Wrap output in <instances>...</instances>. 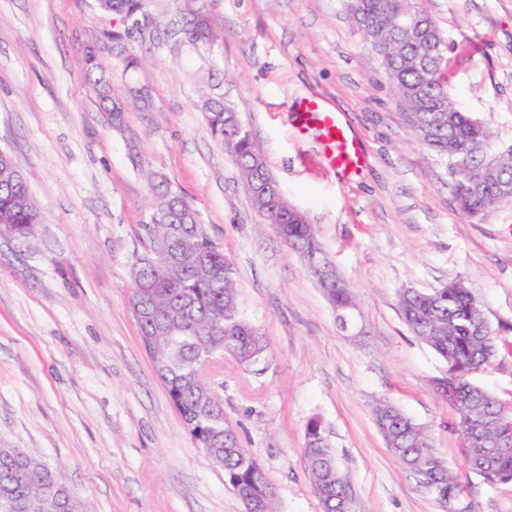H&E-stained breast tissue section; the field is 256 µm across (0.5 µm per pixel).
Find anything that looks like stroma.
Instances as JSON below:
<instances>
[{
	"label": "stroma",
	"instance_id": "stroma-1",
	"mask_svg": "<svg viewBox=\"0 0 512 512\" xmlns=\"http://www.w3.org/2000/svg\"><path fill=\"white\" fill-rule=\"evenodd\" d=\"M222 25L212 54L177 48L183 0H153L132 38L94 0H0V150L43 211L32 244L0 236V447L23 448L95 512H244L224 470L195 447L128 304L145 250L149 168L180 188L233 261L240 315L267 343L259 362L225 356L224 421L277 491L276 512H323L305 470L319 420L361 512H445L387 446L374 404L427 429L464 487L461 512H512V483L490 485L459 453V414L434 389L443 361L412 334L400 289L464 281L499 337L474 385L512 403V200L461 213L444 161L406 119L346 0H201ZM448 43L458 107L512 145V0H425ZM123 99L149 110L114 126L86 79V53ZM142 66L125 70L128 55ZM234 106L288 203L313 224L358 304L342 331L316 278L265 224L239 168L212 135L202 93ZM317 95L369 158L353 180L320 161L291 110Z\"/></svg>",
	"mask_w": 512,
	"mask_h": 512
}]
</instances>
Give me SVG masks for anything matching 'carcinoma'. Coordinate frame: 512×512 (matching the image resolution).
<instances>
[{"label":"carcinoma","instance_id":"cac0c4a2","mask_svg":"<svg viewBox=\"0 0 512 512\" xmlns=\"http://www.w3.org/2000/svg\"><path fill=\"white\" fill-rule=\"evenodd\" d=\"M152 0H96L98 11L116 16L124 24L125 36L139 29L138 19L148 14ZM193 9L191 32L217 41L220 31L208 10L198 0H188ZM402 0H349L352 23L369 29L385 45L394 67L386 76L399 93L413 91L406 99L407 117L420 142L445 159L454 200L463 212L478 216L508 200L493 185L484 194L472 192L470 181L481 168L485 154L498 155V179L512 181V146L496 148L493 133L480 118L461 111L448 89L445 39L421 42L401 32ZM93 91L113 124H123L125 105L112 98L104 70L95 54L89 55ZM212 134L233 157L257 211L271 224L289 249L300 257L319 256L323 249L312 225L297 224L275 208L264 188L275 180L265 160L254 151L248 130L224 100H204ZM150 182L154 222L144 226L152 263L137 258L132 280L138 285L135 300L149 312L150 320L139 324L142 343L153 361L158 379L180 414L193 443L199 448L223 452L226 485L244 490L255 512H274L275 496L267 475H258L249 460L252 453L242 447L237 432L224 422V400L207 387L199 364L207 352L230 347L243 365L257 362L266 351L263 337L239 317L238 281L231 260L207 236L197 213L186 198L161 175L146 173ZM42 222V212L11 155L0 152V232L30 244V228ZM325 296L336 310L339 327L355 305L348 285L336 278L326 284ZM431 293L404 290L399 306L414 335L431 347L446 363L457 396L469 402L458 424L464 446L461 453L468 468L489 484L512 482V447L486 458V449L468 443L469 429L478 431L488 443L503 438L512 441V427L486 420L498 399L470 381L472 373L488 365L496 352L497 336L487 326L481 334L466 328L482 321L483 310L463 282L455 281ZM393 432L392 450L415 476L425 471L441 497L457 498L462 484L449 462L426 438V430L411 431L415 423L406 415L388 424ZM305 466L314 491L328 512H345L352 496L348 482L331 471L334 454L330 447L303 448ZM0 512H91L88 504L59 473L48 468L23 448L0 447Z\"/></svg>","mask_w":512,"mask_h":512}]
</instances>
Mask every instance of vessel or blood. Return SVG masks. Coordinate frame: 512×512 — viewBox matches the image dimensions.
<instances>
[{
  "instance_id": "vessel-or-blood-1",
  "label": "vessel or blood",
  "mask_w": 512,
  "mask_h": 512,
  "mask_svg": "<svg viewBox=\"0 0 512 512\" xmlns=\"http://www.w3.org/2000/svg\"><path fill=\"white\" fill-rule=\"evenodd\" d=\"M297 130L316 128L322 144L324 163L342 176L358 172L367 162L360 141L353 136L339 114L328 110L319 98L309 96L300 100L294 111Z\"/></svg>"
}]
</instances>
